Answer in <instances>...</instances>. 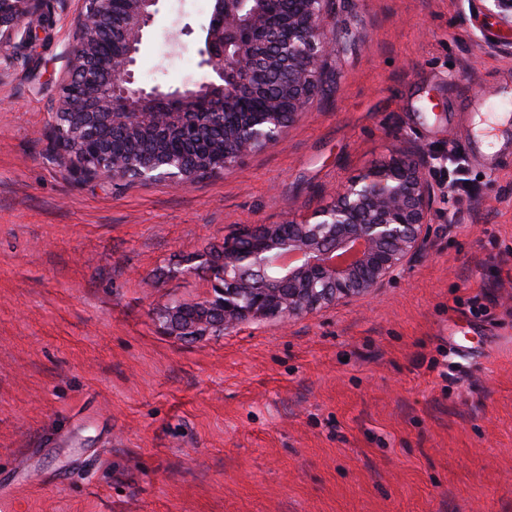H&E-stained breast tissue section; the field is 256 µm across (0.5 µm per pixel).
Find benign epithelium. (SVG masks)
I'll use <instances>...</instances> for the list:
<instances>
[{"instance_id":"obj_1","label":"benign epithelium","mask_w":512,"mask_h":512,"mask_svg":"<svg viewBox=\"0 0 512 512\" xmlns=\"http://www.w3.org/2000/svg\"><path fill=\"white\" fill-rule=\"evenodd\" d=\"M82 2L58 86L55 149L74 155L81 170L114 179L186 186L195 171L173 155L127 172L117 159L105 160L109 150L90 117L105 115L114 127L187 132L216 112L232 113L219 153L207 161V170L216 173L281 137L323 90L324 60L339 41L328 23L330 0H305L304 7L289 11L286 38L270 28L266 0H211L198 48L203 76L177 88L146 87L136 77V56L159 0H123L117 19L112 0ZM490 2V14L511 32L512 0ZM46 4L0 0V43L16 38V47L35 48L49 27ZM280 66L288 67L283 94L239 118L242 90ZM435 196L426 156L395 152L336 189L331 204L304 219L224 238L222 268L211 278L213 295L199 302L188 322L179 310L168 309L164 325L181 339L201 340L248 319H286L368 297L430 248Z\"/></svg>"}]
</instances>
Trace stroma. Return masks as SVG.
I'll use <instances>...</instances> for the list:
<instances>
[{
  "instance_id": "1",
  "label": "stroma",
  "mask_w": 512,
  "mask_h": 512,
  "mask_svg": "<svg viewBox=\"0 0 512 512\" xmlns=\"http://www.w3.org/2000/svg\"><path fill=\"white\" fill-rule=\"evenodd\" d=\"M487 0H333L328 83L282 138L175 188L87 178L52 150L63 53L0 45V512H512V145L448 157L512 89ZM209 0H163L140 80L201 77ZM193 35L175 48L174 25ZM397 150L437 186L431 248L370 297L202 341L163 313L211 291L188 258L302 218ZM482 296L485 310L468 303Z\"/></svg>"
}]
</instances>
